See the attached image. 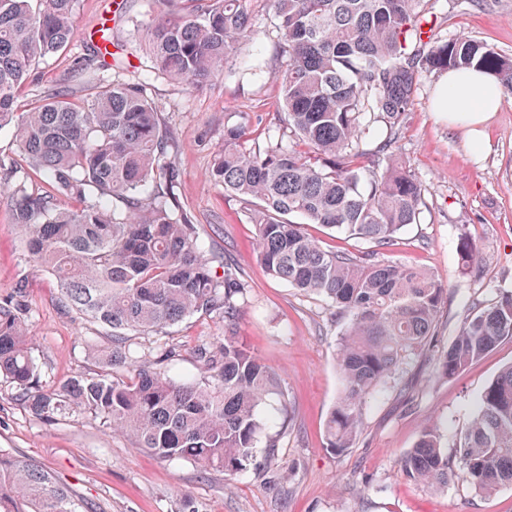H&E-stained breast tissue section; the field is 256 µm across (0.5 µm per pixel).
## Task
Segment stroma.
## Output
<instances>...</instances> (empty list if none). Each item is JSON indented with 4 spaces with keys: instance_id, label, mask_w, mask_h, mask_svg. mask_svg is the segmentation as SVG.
Returning a JSON list of instances; mask_svg holds the SVG:
<instances>
[{
    "instance_id": "35a3bbf8",
    "label": "stroma",
    "mask_w": 512,
    "mask_h": 512,
    "mask_svg": "<svg viewBox=\"0 0 512 512\" xmlns=\"http://www.w3.org/2000/svg\"><path fill=\"white\" fill-rule=\"evenodd\" d=\"M427 7L437 18L438 39L465 37L512 56V0H429ZM157 10L156 0H79L76 39L39 64L22 100L31 102L63 85L87 44L99 41L100 27L112 29L107 49L126 67L118 74L103 71V78L142 84L159 103L179 144V200L204 249L222 252L247 282L238 334L277 374L285 395L265 408L268 431L277 437L275 457H257L232 477L200 471L188 460L164 462L98 420L35 415L4 378L0 450L46 465L90 512H512V487L479 495L458 478L445 489L427 488L399 470L400 458L423 430L437 429L448 447L465 431L484 389L512 364L511 339L452 379L437 375L436 352L416 358L397 382L367 397L352 447L342 453L328 448L325 424L343 388L338 346L345 320L323 296L301 292L266 272L247 206L225 195L209 174L224 146L225 124L259 115L268 126L281 110V90L272 78L278 48L272 4L251 0L250 37L224 74L202 91L158 78L140 52L139 40ZM439 78L436 72L423 75L395 148L421 182L424 203L397 245L377 257L433 271L447 283L436 340L444 350L470 308L512 291V95L475 149L468 129L449 127L433 112ZM259 125L250 124V131ZM463 236L478 256L465 274L457 266ZM22 238L9 196L0 193V297L18 276L27 277V328L43 383L95 372L91 351L107 344V329L60 309L53 277L26 259ZM223 333V320L205 315L172 328L159 341L175 350L162 367L165 375L175 381L200 376L199 346Z\"/></svg>"
}]
</instances>
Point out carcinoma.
Returning a JSON list of instances; mask_svg holds the SVG:
<instances>
[{"label": "carcinoma", "instance_id": "carcinoma-1", "mask_svg": "<svg viewBox=\"0 0 512 512\" xmlns=\"http://www.w3.org/2000/svg\"><path fill=\"white\" fill-rule=\"evenodd\" d=\"M249 0H159L146 34L159 76L200 89L223 74L250 33ZM79 0H0V129L15 133L0 158V189L27 255L56 281L59 303L112 332L101 371L52 386L27 333L28 288L18 278L0 300V376L36 415H90L163 461L189 460L227 476L263 451L275 455L261 408L278 391L273 371L234 326L246 282L224 256L201 246L179 205L178 143L142 85L97 79L53 89L21 110L36 65L75 37ZM425 0H273L280 39L274 77L283 117L259 140L224 125L211 177L254 203L256 245L267 272L327 297L346 319L338 349L343 390L326 422L327 447H352L367 395L435 347L448 289L435 273L374 253L324 249L292 216L377 247L416 223L424 189L393 151L424 74L477 66L512 95V57L479 42L424 40ZM95 45L80 71L107 66ZM121 199L115 207L112 200ZM70 201L65 207L61 200ZM461 270L477 260L467 236ZM223 273H218V270ZM224 319V339L198 349L204 375L174 381L130 336H164L196 315ZM512 339V294L467 315L437 357L444 378L461 375ZM399 467L409 480L446 488L459 473L477 494L512 486V365L483 391L476 416L448 449L426 430ZM0 512H86L42 465L0 453Z\"/></svg>", "mask_w": 512, "mask_h": 512}]
</instances>
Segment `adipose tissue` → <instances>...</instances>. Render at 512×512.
Instances as JSON below:
<instances>
[{"mask_svg":"<svg viewBox=\"0 0 512 512\" xmlns=\"http://www.w3.org/2000/svg\"><path fill=\"white\" fill-rule=\"evenodd\" d=\"M503 100L500 84L486 70H451L437 86L434 109L446 114L449 125L468 127L481 137Z\"/></svg>","mask_w":512,"mask_h":512,"instance_id":"obj_1","label":"adipose tissue"}]
</instances>
